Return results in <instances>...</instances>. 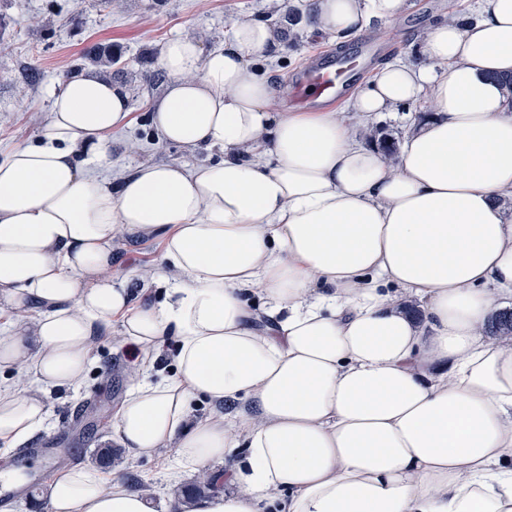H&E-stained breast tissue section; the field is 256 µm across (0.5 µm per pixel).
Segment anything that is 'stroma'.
Masks as SVG:
<instances>
[{
	"mask_svg": "<svg viewBox=\"0 0 512 512\" xmlns=\"http://www.w3.org/2000/svg\"><path fill=\"white\" fill-rule=\"evenodd\" d=\"M471 0H409L393 23L374 25L383 37V60H416L430 24L455 7L469 13ZM273 0H0V146L32 140L47 118L50 97L65 75L93 67L88 58L94 49L109 46L121 57L112 68L114 82L130 92L131 123L112 138V157L121 164L174 163L186 156L177 146L164 144L150 129V104L163 85L153 82L159 70L158 49L174 35L191 36L204 48L222 46L230 25L238 19H263L286 28L285 52L262 63L273 84L284 87L277 104L295 105L292 79L315 54L332 52L329 42L308 35L303 27L289 26L285 15L274 12ZM118 255L115 276H156L162 243L157 239L122 236L114 243ZM87 379L66 396L50 397L48 419L36 442L47 448L67 449L72 464L98 467L96 451L109 420L103 407L116 406L131 381L130 356L120 334L96 341L91 349ZM176 463L174 449H163L154 459L123 457V473L140 478L155 512H167L177 490L196 475L169 476Z\"/></svg>",
	"mask_w": 512,
	"mask_h": 512,
	"instance_id": "obj_1",
	"label": "stroma"
}]
</instances>
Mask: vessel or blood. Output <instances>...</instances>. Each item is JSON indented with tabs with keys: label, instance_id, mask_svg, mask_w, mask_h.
<instances>
[{
	"label": "vessel or blood",
	"instance_id": "1",
	"mask_svg": "<svg viewBox=\"0 0 512 512\" xmlns=\"http://www.w3.org/2000/svg\"><path fill=\"white\" fill-rule=\"evenodd\" d=\"M375 48V39L367 34L359 40L355 62L334 55L311 59L295 78L303 102L313 103L321 96L340 97L346 91L357 64L364 62Z\"/></svg>",
	"mask_w": 512,
	"mask_h": 512
}]
</instances>
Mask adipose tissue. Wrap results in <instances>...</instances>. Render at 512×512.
<instances>
[{"mask_svg":"<svg viewBox=\"0 0 512 512\" xmlns=\"http://www.w3.org/2000/svg\"><path fill=\"white\" fill-rule=\"evenodd\" d=\"M302 2L305 29L340 44L406 0ZM284 40L241 19L217 49L164 43L151 125L191 162L113 161L129 93L95 72L63 81L34 141L0 158V314L16 317L0 336V479L23 484L11 455L117 321L141 379L106 445L173 448L236 487L173 512H512V337L485 333L512 299V0L432 26L422 61L377 67L349 118L272 110L258 64ZM417 103L431 113L395 157L360 137L356 120ZM125 232L161 239L163 297L113 276ZM169 343L174 370L150 381ZM47 498L152 512L121 472L85 466Z\"/></svg>","mask_w":512,"mask_h":512,"instance_id":"obj_1","label":"adipose tissue"}]
</instances>
